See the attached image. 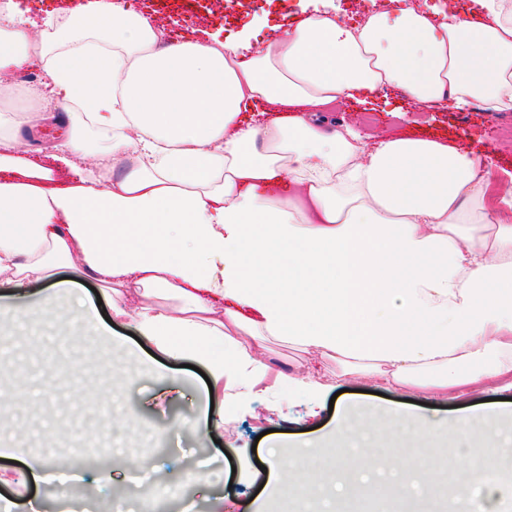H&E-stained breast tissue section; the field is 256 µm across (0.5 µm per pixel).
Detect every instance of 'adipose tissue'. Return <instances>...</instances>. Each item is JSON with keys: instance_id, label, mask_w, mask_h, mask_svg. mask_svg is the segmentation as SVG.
I'll return each mask as SVG.
<instances>
[{"instance_id": "obj_1", "label": "adipose tissue", "mask_w": 512, "mask_h": 512, "mask_svg": "<svg viewBox=\"0 0 512 512\" xmlns=\"http://www.w3.org/2000/svg\"><path fill=\"white\" fill-rule=\"evenodd\" d=\"M434 23L410 7L346 25L322 15L254 53L179 40L115 0H86L34 32L0 25V77L41 67L62 105L79 101L56 164L102 172L54 187V167L19 154L16 131L50 112L0 113V278L45 283L31 328L72 287L67 268L112 296L169 361L197 357L214 381L250 388L264 339L308 355L280 375L318 387L321 360L375 384L457 397L512 388V174L481 156L403 135L366 143L323 107L390 87L424 110L512 112V0ZM456 417L469 461L455 489L502 491L497 432ZM389 411L381 452L350 415L333 446L272 460L281 512L327 489L355 496L380 457L425 472L431 427Z\"/></svg>"}]
</instances>
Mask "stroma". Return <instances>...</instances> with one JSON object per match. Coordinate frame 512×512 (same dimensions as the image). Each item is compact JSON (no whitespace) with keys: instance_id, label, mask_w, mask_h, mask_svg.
<instances>
[{"instance_id":"obj_1","label":"stroma","mask_w":512,"mask_h":512,"mask_svg":"<svg viewBox=\"0 0 512 512\" xmlns=\"http://www.w3.org/2000/svg\"><path fill=\"white\" fill-rule=\"evenodd\" d=\"M126 7L149 15L168 34L190 40L224 41L265 38L283 31L304 15L328 13L337 21L361 19L372 0H237L230 11L210 10L200 0H123ZM329 124L352 126L368 140L382 134L444 140L488 156L492 174L512 171V112L423 111L397 89L357 104L339 102L326 109ZM15 356L0 366V444L15 448L12 458H0V512L9 502L21 512H63L58 483L28 481L24 489L11 485L16 472L32 460L57 463L67 456L72 476L73 507L113 498L118 512H270L275 498L259 468L269 451L281 457L295 452L322 451L332 439L336 416L330 405L348 408L352 417L368 420L381 446H391L386 413L410 411L414 423H435L439 432L427 449V472L434 481L447 478L438 459L455 446L448 424L452 403L435 401L425 391L375 389L364 377L337 378L335 360H326L320 389L281 393L276 374L290 371L305 359L298 349L268 341L264 357L270 376L245 398L224 385L208 386L193 369L170 362L151 350L130 320L112 323L111 339L95 333L74 337L49 327L42 333L16 332L10 337ZM123 364L126 380L112 378ZM31 375V392L15 402L10 378L18 370ZM98 387L99 402L84 400L82 391ZM463 405L493 411L489 425L502 437L512 436V392L499 396L480 391ZM223 414L224 425L208 426L210 412ZM69 425L73 434L59 442L56 430ZM134 456L145 467L132 471L120 458ZM112 480L103 484L101 472ZM398 473L385 462L372 469V483L350 512H400Z\"/></svg>"}]
</instances>
